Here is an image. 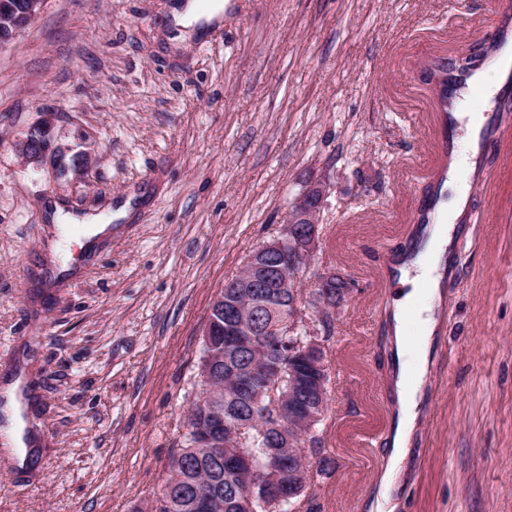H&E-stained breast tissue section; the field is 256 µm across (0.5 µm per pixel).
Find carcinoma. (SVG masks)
Returning a JSON list of instances; mask_svg holds the SVG:
<instances>
[{"label": "carcinoma", "mask_w": 512, "mask_h": 512, "mask_svg": "<svg viewBox=\"0 0 512 512\" xmlns=\"http://www.w3.org/2000/svg\"><path fill=\"white\" fill-rule=\"evenodd\" d=\"M479 57L472 55L465 62L454 60L451 68H442L434 72L439 87V95L443 108L451 107L447 96L448 74H470L474 71L473 63ZM353 282L338 275L325 287L312 292V298L290 302L277 301L279 310L263 312L261 328L272 329L288 342V348L300 349V345L317 336L324 342L330 341L334 330L336 316L327 310H319L317 299L327 300L332 307L338 309L352 292ZM216 361L212 379L203 384L199 399L193 403L187 418L184 447L172 457L170 475L162 488V495L157 500L155 512H199L194 507L197 492L205 493L211 500L208 512H290L294 509L301 496H296L280 505H275L266 498L265 489L258 479L250 478L241 473L231 471L228 460L233 455L247 451L252 454L253 465L263 477L276 474L282 479L300 484L301 491L310 488L315 474L326 470L330 463L327 457H321L316 465L305 462L303 449H298L301 457L283 455L278 462L271 459L266 445L274 438L273 430L268 428L274 422L276 414L273 405L279 403L284 396L302 399L309 402L315 415L307 420L305 437L312 448H318L321 438L314 430L325 420L329 411L330 397L319 398L315 394L305 393L293 386L295 364L292 359L283 357V377L280 384L269 386L255 382L248 389L235 385L227 373L228 367L235 368L239 378L249 375L252 356L240 353L231 359V365L224 362V349L213 350ZM223 411L229 424L242 430L243 442L239 445L224 446V430L210 433V439L194 448L190 440L192 430L207 427L211 421L213 410Z\"/></svg>", "instance_id": "obj_1"}]
</instances>
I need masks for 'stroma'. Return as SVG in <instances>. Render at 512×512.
Segmentation results:
<instances>
[{"instance_id": "35a3bbf8", "label": "stroma", "mask_w": 512, "mask_h": 512, "mask_svg": "<svg viewBox=\"0 0 512 512\" xmlns=\"http://www.w3.org/2000/svg\"><path fill=\"white\" fill-rule=\"evenodd\" d=\"M175 0H43L0 47V370L37 380L30 469L0 461V512H154L198 400L202 330L248 253L324 181L319 249L301 273H346L331 401V464L303 512H371L393 404L387 255L413 236L438 173L429 71L498 34L491 0H231L216 38H177ZM467 187L473 222L436 309L424 396L397 512H512V112ZM82 172L26 164L44 113ZM129 214L111 218L119 199ZM112 220L85 239L83 217Z\"/></svg>"}]
</instances>
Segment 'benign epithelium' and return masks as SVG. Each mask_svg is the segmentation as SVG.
Listing matches in <instances>:
<instances>
[{"instance_id": "benign-epithelium-1", "label": "benign epithelium", "mask_w": 512, "mask_h": 512, "mask_svg": "<svg viewBox=\"0 0 512 512\" xmlns=\"http://www.w3.org/2000/svg\"><path fill=\"white\" fill-rule=\"evenodd\" d=\"M42 0H0V47L8 44L26 26L38 16ZM20 152L29 164L40 166L46 162L60 163L66 150L57 144L54 131L53 114H44L42 120L31 128L20 144ZM330 193V185L325 182L312 184L295 201V209L288 222L282 225L279 235L263 244L260 257L243 278L232 287L238 293L254 299L246 308L237 304L224 308V297L214 301L211 312L224 318V350L237 352L253 350L263 345L265 353L283 352L284 342L271 337L257 342L253 323L261 311L268 307L265 303L269 274L275 275L279 293H291L298 298L304 295L300 289L301 281L296 270L302 262L314 256L318 249L319 234L317 224L320 213ZM301 362L319 373V382H324L327 364L318 342H310L297 354ZM294 496V488L277 482L266 484V497L273 501L286 500Z\"/></svg>"}]
</instances>
